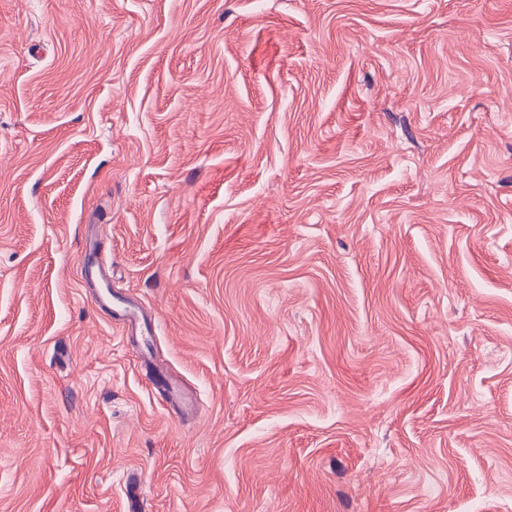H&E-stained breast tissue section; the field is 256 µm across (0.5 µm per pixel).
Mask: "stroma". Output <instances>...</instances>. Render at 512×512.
<instances>
[{
	"instance_id": "35a3bbf8",
	"label": "stroma",
	"mask_w": 512,
	"mask_h": 512,
	"mask_svg": "<svg viewBox=\"0 0 512 512\" xmlns=\"http://www.w3.org/2000/svg\"><path fill=\"white\" fill-rule=\"evenodd\" d=\"M0 512H512V0H0ZM99 302L103 307L111 310L114 308L118 313L122 312L123 324L127 325L131 332H136L141 328L140 317L136 310L130 307L120 296L113 294L109 286H106L105 291L99 295Z\"/></svg>"
}]
</instances>
